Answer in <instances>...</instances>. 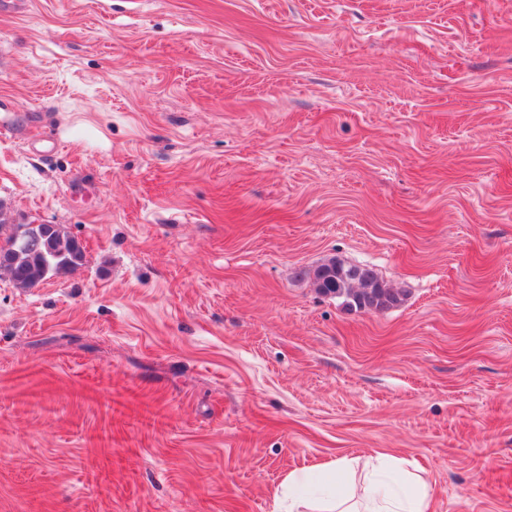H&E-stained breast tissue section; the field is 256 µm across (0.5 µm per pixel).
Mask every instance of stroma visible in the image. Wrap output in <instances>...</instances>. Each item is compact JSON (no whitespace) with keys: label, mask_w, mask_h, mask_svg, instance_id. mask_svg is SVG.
Wrapping results in <instances>:
<instances>
[{"label":"stroma","mask_w":512,"mask_h":512,"mask_svg":"<svg viewBox=\"0 0 512 512\" xmlns=\"http://www.w3.org/2000/svg\"><path fill=\"white\" fill-rule=\"evenodd\" d=\"M0 512H273L384 453L512 512V0H0ZM372 267L356 311L298 269ZM31 225L0 224V235L12 233L21 226L30 227L28 232L32 241L39 244L38 251L16 245L8 261L0 264V270L3 269L14 287L21 290L36 287L52 273H66L75 269L82 265L85 256L77 240L57 224Z\"/></svg>","instance_id":"stroma-1"}]
</instances>
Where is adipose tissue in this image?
I'll list each match as a JSON object with an SVG mask.
<instances>
[{
	"label": "adipose tissue",
	"mask_w": 512,
	"mask_h": 512,
	"mask_svg": "<svg viewBox=\"0 0 512 512\" xmlns=\"http://www.w3.org/2000/svg\"><path fill=\"white\" fill-rule=\"evenodd\" d=\"M365 469L359 482L346 459L290 473L278 512H428L429 486L408 460L377 455Z\"/></svg>",
	"instance_id": "ef3b65f1"
}]
</instances>
